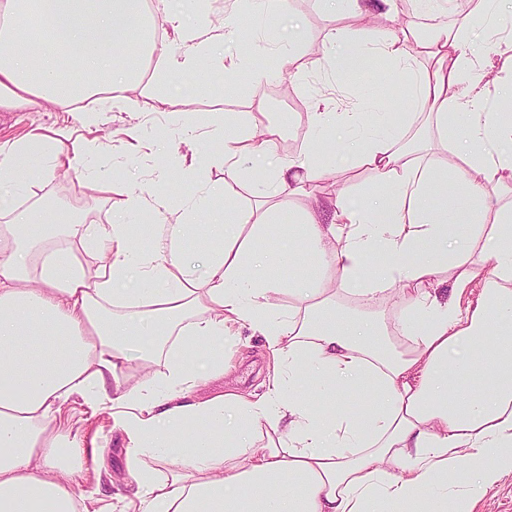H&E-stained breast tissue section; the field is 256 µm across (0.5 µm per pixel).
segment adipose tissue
Here are the masks:
<instances>
[{
	"mask_svg": "<svg viewBox=\"0 0 512 512\" xmlns=\"http://www.w3.org/2000/svg\"><path fill=\"white\" fill-rule=\"evenodd\" d=\"M0 0V110L53 105L73 122L124 101L142 81L140 61L158 75L203 70L215 41L203 0L193 14L156 0ZM469 13L426 45L429 64L402 60V38L381 33L375 50L398 61L399 80L448 152L416 151L376 139L359 152L378 188L365 204L336 200L332 223L311 210L287 224L252 221L234 206L213 213L204 277L187 249L188 232L171 225L151 250L132 245L127 224H85L58 213L49 224H15L0 207V512H85L94 490L75 492L86 464L82 443L57 416L73 395L108 405L126 441L127 469L139 512H456L512 473V113L490 112L491 97L512 95V55L491 83L465 80ZM72 122V124H73ZM72 124L0 144V187L16 196L85 169ZM273 131L223 138L230 165L268 154ZM313 149L278 168L283 199L305 196L322 178ZM463 199L449 198V184ZM251 224V239L238 226ZM311 246L313 276H270L288 268L287 249L245 264L270 232ZM93 250L97 268L76 249ZM391 265L365 276L368 254ZM333 287H326V280ZM359 286L365 297L400 289L405 313L397 333L362 311L340 317L336 297ZM448 286L449 300L432 288ZM291 293L296 305L275 310ZM201 321L188 323L192 314ZM259 333L274 360L265 392L193 394L223 377L224 343L240 327ZM209 361L198 368L193 346ZM165 360L163 389L129 383L130 347ZM318 373L319 401L296 400L291 383ZM364 400L358 411L347 398ZM235 429H226V416ZM273 436L262 451L248 443L251 425ZM177 466L159 480L148 458Z\"/></svg>",
	"mask_w": 512,
	"mask_h": 512,
	"instance_id": "obj_1",
	"label": "adipose tissue"
}]
</instances>
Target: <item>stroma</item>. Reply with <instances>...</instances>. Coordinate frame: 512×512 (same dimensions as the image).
Returning <instances> with one entry per match:
<instances>
[{
  "label": "stroma",
  "mask_w": 512,
  "mask_h": 512,
  "mask_svg": "<svg viewBox=\"0 0 512 512\" xmlns=\"http://www.w3.org/2000/svg\"><path fill=\"white\" fill-rule=\"evenodd\" d=\"M491 9L493 20L476 18L470 32L472 47L481 58L495 51L512 54V0H495ZM209 11L212 29L234 26L243 32L240 41L224 47L225 54L239 60L238 72L225 75L219 86L201 83L197 74L184 73L131 88L127 103L91 114L78 128L87 155L110 169L111 194L97 191L85 176L61 173L37 188V195L81 203L82 219L88 224L110 223L117 205L128 194L142 196L149 204L162 197L168 202V221L182 217L192 223L201 220L208 208L221 206L228 199L241 210L254 209L260 193L273 187L279 161L291 157L289 142L297 141L304 147L317 144L330 160L329 174L316 184L318 204L339 195L350 204L364 198L373 173L359 166L349 146L377 133L404 140L415 130L414 125L402 126L395 120L397 113L408 111V104L385 95L386 88L398 83L393 61L381 60L379 70L368 69L341 82L326 63L332 49L327 39L331 30L340 29L348 40L364 45L370 44L373 32L360 29L345 12L326 11L319 0H292L288 18L275 13L249 14L235 8L233 0H210ZM454 20V15L441 9L426 15L402 7L390 24L407 31L408 37L401 43L402 56L419 68L425 63L418 53L420 31L431 24L449 27ZM292 23L305 31L302 47H294L286 39ZM259 63L268 65L267 79L242 81V74L252 73ZM338 97L362 112L364 125L344 140L324 132L313 133L309 112L319 100ZM228 112L240 114L245 130H277L272 154L257 164L225 165L215 130ZM63 119V113L49 105L37 112H0V143L34 130L45 131ZM133 124L140 127L141 142L136 146L124 134ZM189 124L197 129L191 141L183 137ZM263 344L258 335L245 346L226 344L224 351L234 369L230 375L202 386L199 398L229 389L243 393L256 390L259 373L273 367ZM60 419L97 457L76 476L75 491L98 487L90 504L92 512H134L129 505L133 495L127 485L125 441L113 430L108 411L94 409L91 400L76 395L63 405Z\"/></svg>",
  "instance_id": "1"
}]
</instances>
